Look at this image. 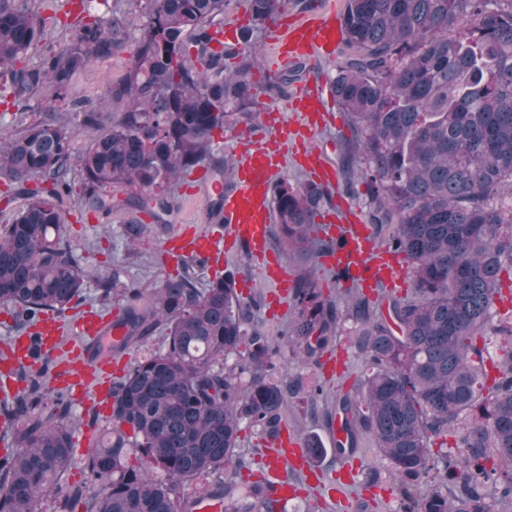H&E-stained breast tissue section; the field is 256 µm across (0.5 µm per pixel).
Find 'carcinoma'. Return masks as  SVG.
<instances>
[{
  "instance_id": "1",
  "label": "carcinoma",
  "mask_w": 512,
  "mask_h": 512,
  "mask_svg": "<svg viewBox=\"0 0 512 512\" xmlns=\"http://www.w3.org/2000/svg\"><path fill=\"white\" fill-rule=\"evenodd\" d=\"M128 2L108 17L52 18L69 40L31 65L29 51L46 41L41 0H0V98L35 115L0 135L3 195L25 198L0 225V306L22 330L65 311L90 282L65 240L63 199L79 183L86 207L108 212L107 190L129 185L138 194L119 205L164 220V187L253 111L258 36L287 5L245 0L250 26L216 51L211 29L231 0ZM341 24L332 91L359 134L375 238L406 261L410 285L381 300L346 289L363 374L328 404L346 433L334 452L349 459L369 438L391 467L399 512H501L512 502V314L495 309L502 275L512 281V0H345ZM140 30L130 72L107 97L121 114L80 100L61 113L74 78ZM226 58L239 62L230 69ZM74 120L91 131L79 153ZM327 199L309 181L275 184L288 248L335 250L316 236ZM96 283L103 299L126 301L113 348L160 326L164 341L112 382L85 482L62 497L50 495L71 464L76 425L63 392L20 375L24 390L0 403V441L11 448L0 457V512H38L47 499L51 512H190L181 489L200 480L224 512H278L263 482L241 475L252 461L236 449L243 429L279 437L303 391L274 380L282 349L317 365L335 337L340 304L323 298L316 272L294 281L278 339L255 324L257 294H239L231 271L203 288L188 266L150 289L126 287L116 268Z\"/></svg>"
}]
</instances>
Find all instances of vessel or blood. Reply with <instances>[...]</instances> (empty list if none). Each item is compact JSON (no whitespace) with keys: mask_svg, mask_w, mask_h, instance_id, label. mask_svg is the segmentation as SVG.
I'll return each mask as SVG.
<instances>
[{"mask_svg":"<svg viewBox=\"0 0 512 512\" xmlns=\"http://www.w3.org/2000/svg\"><path fill=\"white\" fill-rule=\"evenodd\" d=\"M340 39V24L335 11L326 10L321 0L311 13L299 21L276 22L270 37L274 54L285 64L312 60L332 54ZM324 88H313L302 94L296 104L299 119L296 125L282 124L265 128L241 140L231 187L215 181L207 186L209 195L221 200V212L213 227H189L168 238L163 249L174 264L191 260L206 262L219 268L224 256L242 246L259 264L271 287L269 297L278 303L288 295L292 275L279 262L270 245L272 224L269 188L283 168L281 143L295 130H314L321 112L325 111ZM301 162L322 181L335 178L333 167L321 151L303 147ZM328 237L338 242L337 249L327 255L329 266L347 271L362 288L371 290L388 286L405 277L407 270L397 257L377 247L373 229L356 221L330 224ZM123 330L116 317L86 311L71 321L43 316L34 326L32 335L17 336L0 347V392L17 396L13 377L20 368H39L46 357H60L61 368L51 373L50 386L68 390L81 401L106 409L112 403V358L99 350L103 341L116 342ZM264 482L267 493L277 506H284L295 496L294 483L327 480L328 496L338 500L344 489L353 485L357 474L349 469L326 476L310 456L307 442L297 431L282 433L263 450Z\"/></svg>","mask_w":512,"mask_h":512,"instance_id":"b4317fda","label":"vessel or blood"}]
</instances>
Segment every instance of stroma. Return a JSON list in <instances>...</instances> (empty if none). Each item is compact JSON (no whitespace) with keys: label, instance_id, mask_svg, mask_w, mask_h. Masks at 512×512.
I'll use <instances>...</instances> for the list:
<instances>
[{"label":"stroma","instance_id":"obj_1","mask_svg":"<svg viewBox=\"0 0 512 512\" xmlns=\"http://www.w3.org/2000/svg\"><path fill=\"white\" fill-rule=\"evenodd\" d=\"M132 59L133 53L128 50L96 61L89 71L75 79L69 98L59 103L61 111H68L75 99L98 104L106 97L112 84L126 77ZM341 59V54L337 53L327 61L306 66L298 80L270 91L266 88L269 77L284 72L285 67L277 62L269 46L268 34H261L252 70V81L259 88L255 112L239 116L235 125L225 129L218 150L206 158V166L222 164L225 158L234 156L239 137L259 127L270 110L292 117L294 101L300 93L320 83L330 82ZM329 111L330 121L325 127L315 130L312 138L313 145L328 155L336 170L335 181L327 185L331 197L323 211L340 218L345 207L350 206L360 219H367L369 207L365 181L348 173L350 148L356 139L354 129L337 100H330ZM167 194L172 212L165 223L156 224L150 222L146 213L125 207L108 213H84L83 191L75 189L64 202L62 210L66 217L67 238L83 266L90 270L119 267L123 282L133 288L156 285L176 275L178 269L167 260L161 245L180 226L210 224L213 201L202 185L186 177L175 180ZM132 223L148 225L149 230L131 248L127 245L125 229ZM271 245L293 277L317 270L324 298L336 299L343 295L346 282L334 280L328 269L321 267L318 257L307 251L287 250L276 232L271 235ZM358 332L359 326L354 319L342 315L337 338L320 365H306L287 354L277 361L275 377L298 379L306 385L318 380L331 391L351 389L362 374L361 363L351 348V341ZM286 423L304 436L320 440L325 449L320 459L323 468L331 470L338 465L339 460L332 451L333 442L326 433L322 407L310 406L304 399L296 400L292 410L286 414ZM357 459L361 464L359 480L348 492L346 504L339 505L329 500L321 486L307 485L302 487L300 498L291 501L285 512H398L399 503L391 491L388 463L370 448L360 450Z\"/></svg>","mask_w":512,"mask_h":512}]
</instances>
